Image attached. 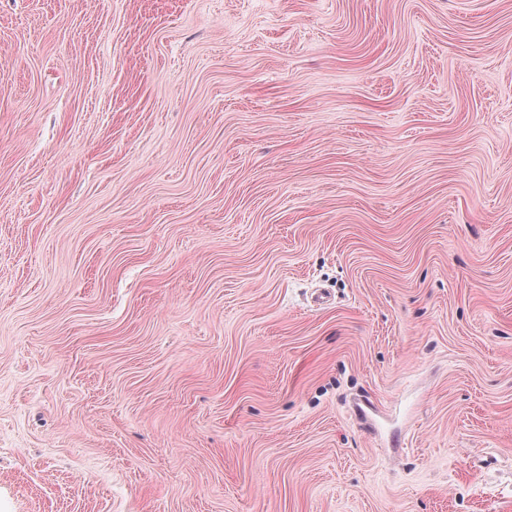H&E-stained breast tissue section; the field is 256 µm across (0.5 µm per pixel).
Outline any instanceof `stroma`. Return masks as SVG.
<instances>
[{
    "label": "stroma",
    "mask_w": 512,
    "mask_h": 512,
    "mask_svg": "<svg viewBox=\"0 0 512 512\" xmlns=\"http://www.w3.org/2000/svg\"><path fill=\"white\" fill-rule=\"evenodd\" d=\"M0 512H512V0H0Z\"/></svg>",
    "instance_id": "1"
}]
</instances>
